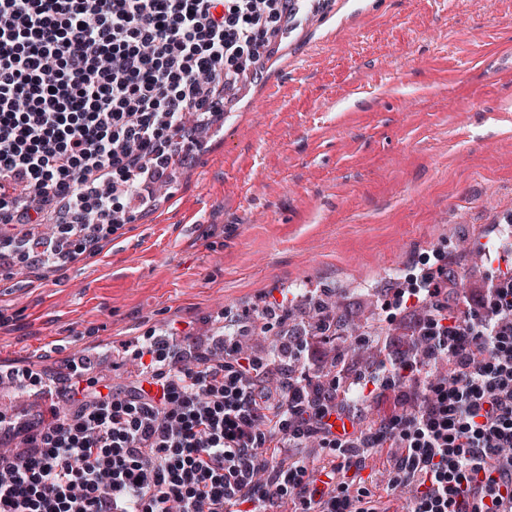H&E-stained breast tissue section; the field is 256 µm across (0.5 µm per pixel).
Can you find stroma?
<instances>
[{
  "label": "stroma",
  "mask_w": 512,
  "mask_h": 512,
  "mask_svg": "<svg viewBox=\"0 0 512 512\" xmlns=\"http://www.w3.org/2000/svg\"><path fill=\"white\" fill-rule=\"evenodd\" d=\"M258 66L150 214L128 199L132 221L67 264L0 268V361L219 336L292 285L393 341L394 276L442 263L487 288L465 244L512 222V0H317Z\"/></svg>",
  "instance_id": "35a3bbf8"
}]
</instances>
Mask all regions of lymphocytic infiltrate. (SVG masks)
Segmentation results:
<instances>
[{
    "label": "lymphocytic infiltrate",
    "mask_w": 512,
    "mask_h": 512,
    "mask_svg": "<svg viewBox=\"0 0 512 512\" xmlns=\"http://www.w3.org/2000/svg\"><path fill=\"white\" fill-rule=\"evenodd\" d=\"M294 0H0V250L61 262L72 236L96 242L123 201L149 204L199 150L220 86L258 61ZM50 225L43 250L18 226ZM447 267L396 289L415 316L412 348L384 346L348 371L351 399L316 368L341 349L294 329L258 357L239 316L222 355L196 361L148 342L132 385L102 390L83 364L52 418L0 411V512H512V277L448 309ZM422 394L377 427L364 405L393 388ZM345 419L349 431L334 430ZM328 448L311 464L302 451ZM287 455V467L275 458Z\"/></svg>",
    "instance_id": "f902f5d3"
}]
</instances>
